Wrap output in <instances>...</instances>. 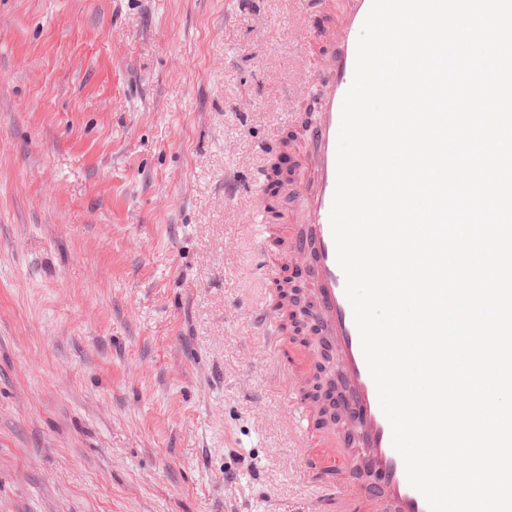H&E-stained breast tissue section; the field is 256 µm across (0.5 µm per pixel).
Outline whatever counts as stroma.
<instances>
[{"instance_id":"stroma-1","label":"stroma","mask_w":512,"mask_h":512,"mask_svg":"<svg viewBox=\"0 0 512 512\" xmlns=\"http://www.w3.org/2000/svg\"><path fill=\"white\" fill-rule=\"evenodd\" d=\"M301 0H0V512H312L254 315Z\"/></svg>"}]
</instances>
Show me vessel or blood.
<instances>
[{
  "mask_svg": "<svg viewBox=\"0 0 512 512\" xmlns=\"http://www.w3.org/2000/svg\"><path fill=\"white\" fill-rule=\"evenodd\" d=\"M372 0H345L337 20L320 31L327 50L310 80L317 88L318 109L304 140V177L284 185L300 202L302 221L285 225L276 257L266 262L268 279L280 277L284 261L302 257L314 286L310 313L326 338L331 365L342 379L345 437L314 434L315 407L295 397L286 404L298 418L307 442H318L317 455H304L302 472L323 488L318 512H335L341 502H368L374 512H429L420 492L408 482L402 458L392 445L391 426L381 410L377 388L361 348L346 278L337 262L330 211L337 178V143L344 96L354 76L356 45ZM281 295L269 296L257 312L266 348L279 358L277 325Z\"/></svg>",
  "mask_w": 512,
  "mask_h": 512,
  "instance_id": "vessel-or-blood-1",
  "label": "vessel or blood"
}]
</instances>
